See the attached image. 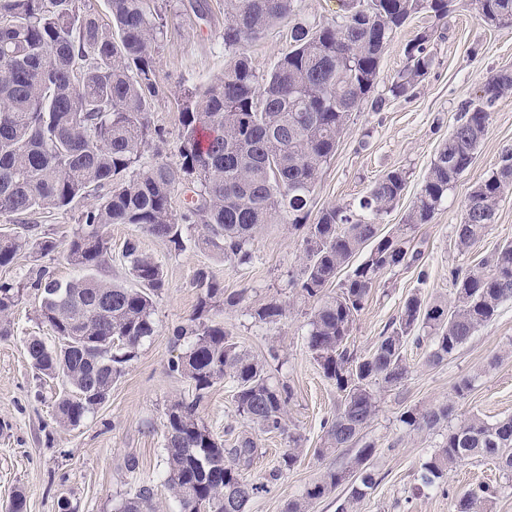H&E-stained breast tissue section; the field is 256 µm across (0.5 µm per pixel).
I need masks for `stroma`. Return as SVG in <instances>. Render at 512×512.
I'll list each match as a JSON object with an SVG mask.
<instances>
[{
  "label": "stroma",
  "instance_id": "1",
  "mask_svg": "<svg viewBox=\"0 0 512 512\" xmlns=\"http://www.w3.org/2000/svg\"><path fill=\"white\" fill-rule=\"evenodd\" d=\"M190 2L156 0L167 29L155 46L163 92L153 103L151 121L163 136L151 138L143 151L139 162L143 170L177 160L181 103L188 92L221 76L229 58L222 39L224 0H199L203 6L199 14L191 10ZM426 26L438 32L432 69L406 96L389 97L381 111L365 107L352 114L320 172L309 202V223H316L327 207L356 204L376 179L399 168L407 173L406 188L380 223L382 234L396 233L439 145L459 123L464 104L477 98L489 75L512 68V29L484 24L470 0H455L448 17L419 13L395 32L382 54L375 94L387 95L394 77L407 64V42ZM288 29V24H281L248 45L258 76L270 73L287 53ZM508 152H512V95L497 102L472 165L458 178L447 200L430 223L418 226L413 245L421 253L419 266L385 273L372 289L354 324L351 349L368 353L411 294L428 302H452L454 272L468 270L512 241V192L503 197L495 224L470 250H458L454 233L472 186L487 179ZM77 217L74 211L53 210L29 215L28 223L53 239L55 250L45 255L27 250L9 266L0 267V279L24 287L12 315V334L0 339V512H6L19 490L26 495L27 512H59L62 499L70 500L75 512H116L143 486L152 488L159 512H180L178 501L165 486L164 450L165 413L177 400L197 401L198 418L225 443L240 434L255 433L253 425L238 414L230 383L216 384L200 398L191 382L171 369L187 346L186 341H175L173 331L187 324L195 310L200 297L195 277L202 268L225 293L241 296L237 306L214 310L213 320L223 323L225 331L251 355L259 357L276 348L279 358L268 366L270 380L293 390L287 408L288 434L256 433L258 453L244 476L254 482L264 480L287 448L289 436L299 437L302 454L293 469L252 500L249 512H283L286 502L303 494L325 468L342 465L353 456L350 448L323 457L317 454L323 443L321 425L339 408L340 398L307 347L315 304L303 299L296 288L305 266L302 235L287 224L264 225L251 241L250 258L244 263L222 258L208 248L200 224L184 225L179 249L136 225H111L110 251L99 278L135 287L123 257L124 244L132 238L164 269L166 285L152 310L156 334L140 345L104 404L80 426L60 427L54 409L63 386L39 374L25 349L31 336L49 343L54 340L49 327L36 319L40 297L27 283L41 269L63 283L78 276L65 251ZM422 267L429 272L423 281L418 278ZM275 302L285 308L280 319L270 323L255 319L256 309ZM428 351V345L408 344L407 379L396 390L378 392V411L366 436L378 446L372 466L379 484L358 504L357 512H453L457 495L478 485L497 488L494 512H512V477L489 460L452 469L439 489H419L420 464L440 445L445 430L417 432L400 420L409 409L443 403L451 407L448 422L452 425L474 413L490 421L512 416V301L503 303L495 319L443 364L429 366ZM463 377L471 379L472 387L459 398L453 386Z\"/></svg>",
  "mask_w": 512,
  "mask_h": 512
}]
</instances>
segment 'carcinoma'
I'll list each match as a JSON object with an SVG mask.
<instances>
[{"label": "carcinoma", "instance_id": "cac0c4a2", "mask_svg": "<svg viewBox=\"0 0 512 512\" xmlns=\"http://www.w3.org/2000/svg\"><path fill=\"white\" fill-rule=\"evenodd\" d=\"M112 28L85 10L82 0H0V216L21 218L43 210H67L103 188L101 202L80 213L66 257L76 268L94 271L110 251L108 228L135 224L143 232L182 247V225L205 224L206 245L223 258L244 262L247 245L262 226L288 223L303 234L306 264L301 295L316 302L307 333L308 349L341 396L336 414L323 422L324 456L357 448L353 460L326 468L284 512H309L310 504L338 486L349 485L339 512L357 504L378 485L370 461L376 444L364 431L376 412L372 385L398 388L407 379L405 346L429 343L427 364L439 365L490 323L502 303L512 300V243L498 247L464 275L455 276L453 306L409 296L398 318L365 355L350 350L348 339L379 278L420 260L406 236H383L380 220L400 200L406 172L393 169L378 178L356 209L331 206L307 223L310 195L332 156L352 112L370 102L383 109L386 97L372 100L383 50L392 34L423 10L448 16L454 0H346L339 23L290 29V49L274 69L257 76L247 45L295 12L297 0H224V49L234 52L224 73L189 94L181 105L182 145L174 163L159 162L134 173L150 135L153 100L161 91L154 66V43L164 18L150 0H106ZM485 23L512 28V0H474ZM435 30H423L407 44L408 64L392 82L393 97L406 95L434 64ZM512 93V69L486 80L478 101L438 148L406 217L413 228L431 222L448 191L471 166L488 131L492 109ZM183 193L174 210L172 195ZM512 190V153L495 172L469 192L455 241L469 250L495 223L499 204ZM0 232V267L25 249L49 253L46 237ZM358 264L332 296L328 288L338 270L364 248ZM124 257L139 287L94 277L62 284L41 271L30 283L40 291L37 320L56 339L26 340V352L41 374L58 379L68 393L58 399L56 419L76 427L101 405L112 385L154 336V298L165 287L161 265L126 242ZM201 288L190 324L174 330L189 339L188 351L172 362L198 394L217 381L236 385L239 415L266 434L286 431L288 385L274 386L267 360L245 353L212 320L220 305L234 307L241 295H224L208 270L196 275ZM21 286L0 282V337L11 335L9 317ZM274 322L283 307L270 303L255 311ZM450 406L405 412L401 421L413 431L433 430L448 421ZM166 485L180 512H248L268 483L292 469L298 443L279 458L264 482L244 478L258 452L254 437L241 435L232 447L217 442L198 419L195 404L176 401L165 418ZM497 463L512 476V416L488 421L472 414L448 429L443 441L421 464L420 488L439 487L448 471L474 459ZM496 491L486 485L459 493L453 512H492ZM120 512H156L148 486L123 502Z\"/></svg>", "mask_w": 512, "mask_h": 512}]
</instances>
